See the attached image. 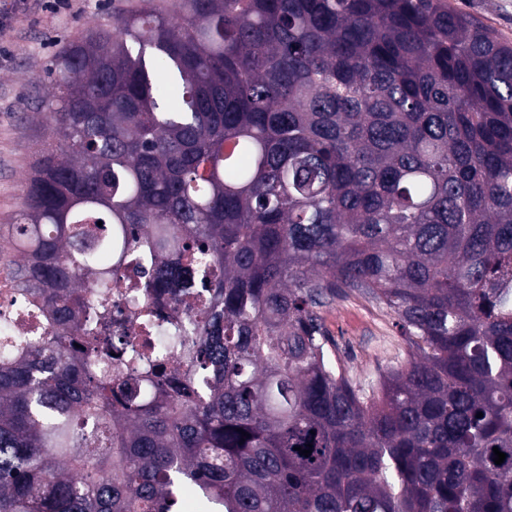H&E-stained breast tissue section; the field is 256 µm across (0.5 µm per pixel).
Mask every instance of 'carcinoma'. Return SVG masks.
Here are the masks:
<instances>
[{
    "mask_svg": "<svg viewBox=\"0 0 512 512\" xmlns=\"http://www.w3.org/2000/svg\"><path fill=\"white\" fill-rule=\"evenodd\" d=\"M46 79L0 512H512V46L446 0H142ZM113 288L185 308L169 355L105 335ZM349 292L408 346L375 390L329 353Z\"/></svg>",
    "mask_w": 512,
    "mask_h": 512,
    "instance_id": "cac0c4a2",
    "label": "carcinoma"
}]
</instances>
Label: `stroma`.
<instances>
[{
  "label": "stroma",
  "mask_w": 512,
  "mask_h": 512,
  "mask_svg": "<svg viewBox=\"0 0 512 512\" xmlns=\"http://www.w3.org/2000/svg\"><path fill=\"white\" fill-rule=\"evenodd\" d=\"M138 3L73 0L70 10L57 14L37 6L19 17L14 32L0 41V225L19 219L32 152L50 141L38 117L52 92L45 79L47 65L75 37L107 27L115 14ZM448 4L512 45V0H448ZM323 316L337 357L358 381L378 383L385 365L406 355L393 315L362 296L336 298Z\"/></svg>",
  "instance_id": "stroma-1"
}]
</instances>
